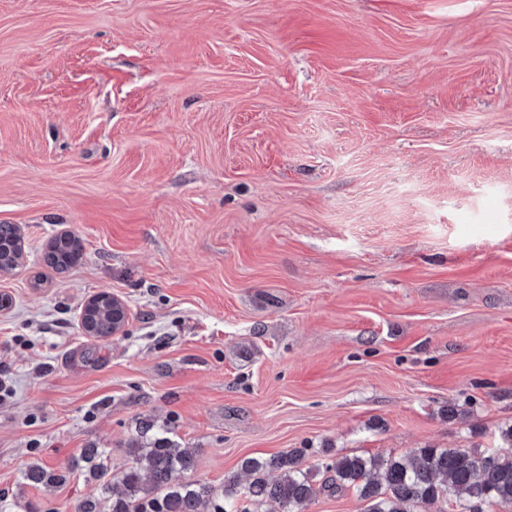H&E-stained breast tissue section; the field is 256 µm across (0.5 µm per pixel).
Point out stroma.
<instances>
[{
	"instance_id": "stroma-1",
	"label": "stroma",
	"mask_w": 512,
	"mask_h": 512,
	"mask_svg": "<svg viewBox=\"0 0 512 512\" xmlns=\"http://www.w3.org/2000/svg\"><path fill=\"white\" fill-rule=\"evenodd\" d=\"M0 224V512H75L96 481L24 471H120L145 420L216 486L292 448H497L512 0H0ZM18 228L14 224H0V269L13 267ZM81 252L80 241L72 235L54 238L47 247L43 257L46 267L57 273H62L70 267ZM125 319L124 310L119 309H104L101 312L98 310H87L84 314V325L92 336L98 338H107L112 335V329L117 326H122ZM71 468L53 469L33 464L23 474V479L33 486H57L69 480Z\"/></svg>"
}]
</instances>
